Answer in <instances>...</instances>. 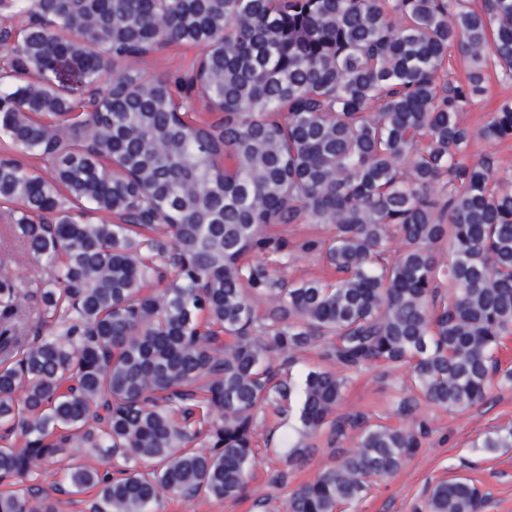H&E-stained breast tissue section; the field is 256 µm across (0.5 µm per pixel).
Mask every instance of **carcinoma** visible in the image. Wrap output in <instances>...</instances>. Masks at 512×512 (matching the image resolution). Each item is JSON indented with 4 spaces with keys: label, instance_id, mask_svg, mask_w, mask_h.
<instances>
[{
    "label": "carcinoma",
    "instance_id": "obj_1",
    "mask_svg": "<svg viewBox=\"0 0 512 512\" xmlns=\"http://www.w3.org/2000/svg\"><path fill=\"white\" fill-rule=\"evenodd\" d=\"M2 16L25 24L0 40V142L51 174L0 158L14 239L50 273L25 291L0 253V512H63L27 484L59 462L56 491H95L93 512L235 500L259 411L296 395L291 465L325 432L356 439L288 512H346L420 448V402L466 410L512 382V172L470 154L512 138V101L477 133L460 119L489 68L512 82V0H0ZM171 44L200 54L134 67ZM61 60L83 100L55 84ZM276 224L325 227L304 249L336 279L252 262L288 257ZM310 351L324 364L283 380ZM375 368L406 373L407 424L342 412ZM482 447L511 448L512 428ZM483 497L441 480L418 512Z\"/></svg>",
    "mask_w": 512,
    "mask_h": 512
}]
</instances>
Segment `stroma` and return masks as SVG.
Listing matches in <instances>:
<instances>
[{
	"mask_svg": "<svg viewBox=\"0 0 512 512\" xmlns=\"http://www.w3.org/2000/svg\"><path fill=\"white\" fill-rule=\"evenodd\" d=\"M507 100H512V83L489 76L484 95L463 112L462 120L471 128H480ZM276 230L287 238L291 259L286 262L279 254L271 253L262 255L261 263L281 270L283 276L292 280L325 275L320 251L303 248L306 241L321 238L323 229L310 224H280ZM402 395V380L381 377L374 370L352 382L345 392L342 409L360 411L394 426L398 420L391 410ZM417 415L429 427L421 448L400 473L372 490L355 512H414L436 480L457 476L472 479L482 489L485 500L481 512H512V447L487 450L481 446L488 432L512 426V383L501 384L486 403L466 411L424 404ZM257 433L268 446L255 469L256 478L242 498L223 502L201 498L188 506L166 497L158 512H258L255 501L267 492L276 497L278 505H286L294 488L332 463L337 447L348 448L353 444L347 438L335 446L326 437H319L314 454L303 465L291 468L286 463L288 439L293 434L288 416L266 413ZM278 472L286 473L285 483L270 484V477Z\"/></svg>",
	"mask_w": 512,
	"mask_h": 512,
	"instance_id": "1",
	"label": "stroma"
}]
</instances>
